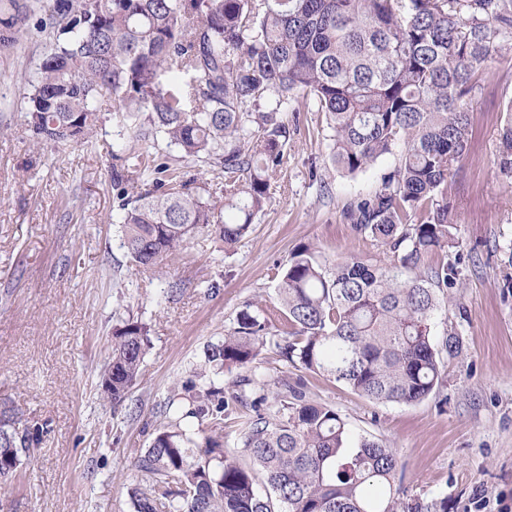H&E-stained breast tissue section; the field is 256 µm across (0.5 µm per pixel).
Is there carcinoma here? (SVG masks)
<instances>
[{
    "label": "carcinoma",
    "instance_id": "carcinoma-1",
    "mask_svg": "<svg viewBox=\"0 0 512 512\" xmlns=\"http://www.w3.org/2000/svg\"><path fill=\"white\" fill-rule=\"evenodd\" d=\"M32 27L49 45L18 79L38 141L89 134L108 98L135 137L164 139L181 161L224 173L218 199L175 163L112 172L117 223L145 271L197 232L226 248L245 236L270 202L290 137L279 113L298 95L325 113L341 171L398 152L380 187L345 211L385 257L329 261L295 249L279 307L240 311L206 349L214 374L231 380L169 398L166 422L132 464V512H448L446 497L402 495L397 449L352 437L302 379L267 380L257 360L273 348L293 368L383 404L417 403L443 386L444 357L463 349L453 328L432 334L459 281L448 177L470 144L466 94L489 59L512 50V0H3L0 52ZM506 112L500 160L512 170V102ZM147 347L144 323L113 328L101 380L113 405L128 397ZM239 406L248 466L224 454L225 420ZM29 443L1 411L0 457L16 482Z\"/></svg>",
    "mask_w": 512,
    "mask_h": 512
}]
</instances>
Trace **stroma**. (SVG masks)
Wrapping results in <instances>:
<instances>
[{
	"instance_id": "1",
	"label": "stroma",
	"mask_w": 512,
	"mask_h": 512,
	"mask_svg": "<svg viewBox=\"0 0 512 512\" xmlns=\"http://www.w3.org/2000/svg\"><path fill=\"white\" fill-rule=\"evenodd\" d=\"M45 35L24 36L0 54V409L33 441L24 485H0V512H131V463L149 447L168 399L186 382L212 380L204 350L246 306L277 303V271L311 245L335 259L380 256L345 217L351 201L377 189L396 163L379 159L354 176L329 158L331 131L313 99L282 113L290 138L271 179V202L249 232L224 247L196 233L167 275L139 274L109 216L119 211L113 168L135 160L143 141L102 101V124L86 139L37 143L27 124L26 87ZM471 147L448 179L449 217L460 244L462 288L434 336L456 328L436 395L379 404L341 383L286 370L263 352L259 370L302 378L358 435L398 448L402 489L447 497L448 512H512V171L499 166L504 108L512 100V53L495 57L469 93ZM135 318L150 346L128 399L112 406L100 376L112 328Z\"/></svg>"
}]
</instances>
